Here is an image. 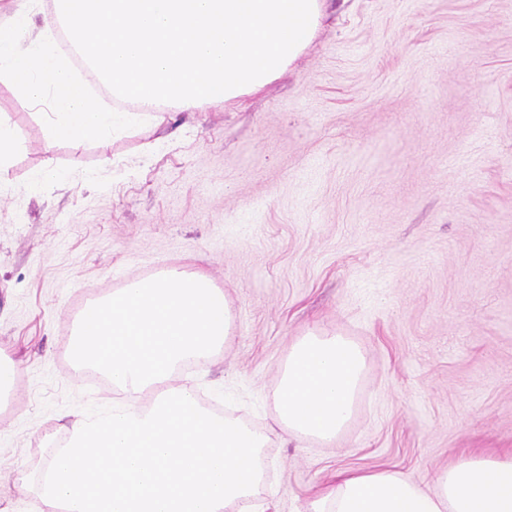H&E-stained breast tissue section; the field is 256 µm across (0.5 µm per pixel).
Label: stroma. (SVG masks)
Listing matches in <instances>:
<instances>
[{
  "label": "stroma",
  "instance_id": "1",
  "mask_svg": "<svg viewBox=\"0 0 512 512\" xmlns=\"http://www.w3.org/2000/svg\"><path fill=\"white\" fill-rule=\"evenodd\" d=\"M324 13L260 93L115 139L48 144L45 106L0 83L19 140L0 171V512H49L19 494V463L117 401L71 358L81 308L170 267L229 303L231 339L173 383L269 434L268 512H307L340 471L429 491L438 468L512 456V0ZM313 326L366 355L329 445L271 434L280 371Z\"/></svg>",
  "mask_w": 512,
  "mask_h": 512
}]
</instances>
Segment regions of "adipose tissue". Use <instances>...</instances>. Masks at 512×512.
Instances as JSON below:
<instances>
[{"instance_id": "ef3b65f1", "label": "adipose tissue", "mask_w": 512, "mask_h": 512, "mask_svg": "<svg viewBox=\"0 0 512 512\" xmlns=\"http://www.w3.org/2000/svg\"><path fill=\"white\" fill-rule=\"evenodd\" d=\"M364 367L361 348L340 333L303 335L274 392L284 434L334 441L353 416ZM308 512H512V456L462 459L438 470L429 492L397 471L338 472L313 496Z\"/></svg>"}]
</instances>
